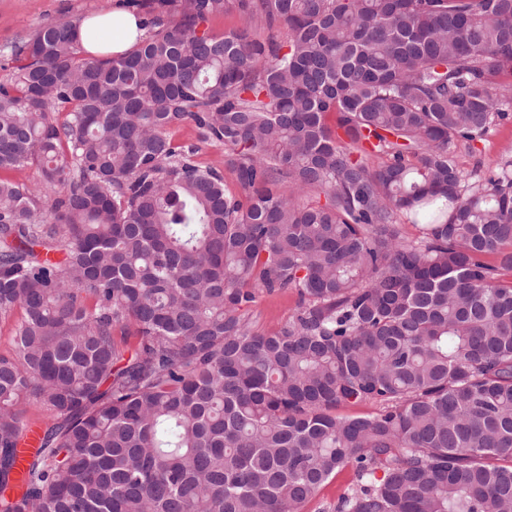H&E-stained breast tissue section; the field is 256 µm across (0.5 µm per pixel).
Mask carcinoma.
<instances>
[{
    "mask_svg": "<svg viewBox=\"0 0 512 512\" xmlns=\"http://www.w3.org/2000/svg\"><path fill=\"white\" fill-rule=\"evenodd\" d=\"M132 5L133 52L48 23L0 83L40 176L0 179V512H302L347 466L333 512H512V154L454 159L508 118L512 0ZM168 137L176 146H196L197 151L194 160L202 167L212 168L220 172L224 176L227 187L231 191H235V175L224 167V146L200 141L196 128L190 122L170 129ZM296 296L288 294H261L253 306L252 318L257 327L264 331H272L295 307Z\"/></svg>",
    "mask_w": 512,
    "mask_h": 512,
    "instance_id": "carcinoma-1",
    "label": "carcinoma"
}]
</instances>
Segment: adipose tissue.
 <instances>
[{"label": "adipose tissue", "instance_id": "1", "mask_svg": "<svg viewBox=\"0 0 512 512\" xmlns=\"http://www.w3.org/2000/svg\"><path fill=\"white\" fill-rule=\"evenodd\" d=\"M111 29V41H103L97 33ZM144 34L138 18L131 12L116 10L112 14L83 20L80 45L92 57H112L131 51Z\"/></svg>", "mask_w": 512, "mask_h": 512}]
</instances>
